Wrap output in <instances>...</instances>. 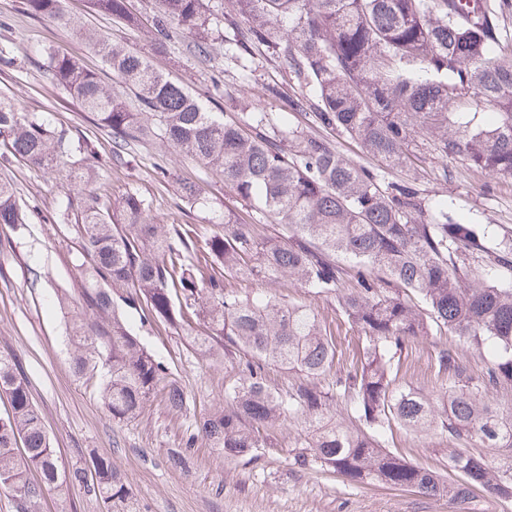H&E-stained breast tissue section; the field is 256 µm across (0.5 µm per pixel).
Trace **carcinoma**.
Listing matches in <instances>:
<instances>
[{"label":"carcinoma","instance_id":"cac0c4a2","mask_svg":"<svg viewBox=\"0 0 512 512\" xmlns=\"http://www.w3.org/2000/svg\"><path fill=\"white\" fill-rule=\"evenodd\" d=\"M149 29L155 49L190 35L183 51L201 63L232 31L240 51L263 45L283 59L293 93L267 84L262 95L309 116L317 128L357 142L377 161L363 166L333 141L291 130L276 134L266 117H230L208 110L182 84L157 71L147 56L114 44L67 12L64 0H26L34 17L76 33L97 52L123 93L75 57L47 53L51 81L93 114L112 135V160L131 146L156 141L224 175V186L250 210L280 226L258 240L253 225L224 215V232L203 240L173 224H158L149 205L127 193L116 206L94 194L81 210L60 206L61 223L80 232L76 269L82 306L72 319L77 378L100 373L99 398L109 419L131 422L158 399L172 410L185 396L168 367L141 344L123 309L186 330L214 360L232 350L250 359L238 380L200 422L198 435L235 459L262 447L260 430L301 417L307 434L297 460L318 464L355 484L382 485L422 495L442 493L465 512L472 490L512 500V417L497 411L494 393L512 388V234L468 224L448 205L432 215L415 178L387 181L383 170L406 167L420 138L441 159L462 157L493 178L512 179V0H156ZM93 9L128 26L140 23L131 0H92ZM490 108L494 121L478 120ZM0 142L15 158L56 167L67 157L95 155L93 141L51 128L41 112H22L0 96ZM75 185L97 178L90 165L72 166ZM17 189L0 180V224H22ZM275 284L296 282L314 295L334 296L357 334L355 361L330 384L323 380L338 356L336 336L319 312L267 291L242 297L226 277ZM451 333L462 345L493 358L472 377L462 350L434 357L445 378L440 396L400 387L393 378L405 346ZM276 364L300 378L282 396L264 382ZM0 490L15 512H34L47 493L75 481L107 505L127 480L107 455L68 473L50 444L17 361L0 354ZM352 405L354 423L332 420L333 404ZM399 427L421 440L448 436L458 479L409 463L383 445ZM23 445L24 453L15 449ZM495 448L492 465L467 451Z\"/></svg>","mask_w":512,"mask_h":512}]
</instances>
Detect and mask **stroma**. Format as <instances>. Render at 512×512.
I'll list each match as a JSON object with an SVG mask.
<instances>
[{
	"label": "stroma",
	"instance_id": "obj_1",
	"mask_svg": "<svg viewBox=\"0 0 512 512\" xmlns=\"http://www.w3.org/2000/svg\"><path fill=\"white\" fill-rule=\"evenodd\" d=\"M66 7L112 39L148 54L159 70L185 85L209 110L261 112L278 129L298 126L315 133L314 125L288 112L280 100L262 96L265 84L286 90L292 86L288 70L268 48L254 46L229 56L219 46L210 62L201 64L174 50L153 51L145 29L94 13L89 0H66ZM0 44L9 45L15 59L13 67L0 70V93L12 96L22 110L46 111L55 130L95 140L97 154L90 163L99 173L91 189L84 190L70 184L59 169L14 159L0 162V178L15 183L25 214L24 223L0 225V352L15 356L63 466L104 454L129 479L127 492L111 505L74 484L67 486L64 497L42 499L37 512H455V504L444 497L355 485L320 466L295 465V443L303 432L296 421L270 431L264 447L249 458L228 459L200 439L187 447L200 418L237 380L246 356L240 351L224 362H212L190 346L182 329L144 321L133 309L127 312L131 326L145 348L167 365L187 406L176 412L155 403L128 423L105 416L95 382L77 379L73 372L67 326L82 303L74 268L80 238L76 225L56 222L58 206L65 201L80 204L90 192L106 204L135 192L149 204L155 221L184 225L202 237L222 231L225 212L238 213L242 207L219 175L175 151H160L155 143L134 146L132 162L114 164L107 130L48 80L46 53L80 57L107 80L111 72L68 30L28 15L24 0H0ZM160 162L166 174L158 173ZM403 176L419 179L428 209L444 202L468 223L487 224L498 233L512 231V179L477 172L460 158L441 160L427 149L413 168L387 172L391 180ZM181 179L200 186L203 204L182 200L177 185ZM60 294L66 295L68 308L56 304ZM457 342L448 334L409 343L401 355L398 385L436 394L445 381L432 367L435 353ZM386 446L436 471L441 479L455 477L448 468L454 447L444 435L420 441L397 428ZM181 450L187 461L177 467L171 457Z\"/></svg>",
	"mask_w": 512,
	"mask_h": 512
}]
</instances>
